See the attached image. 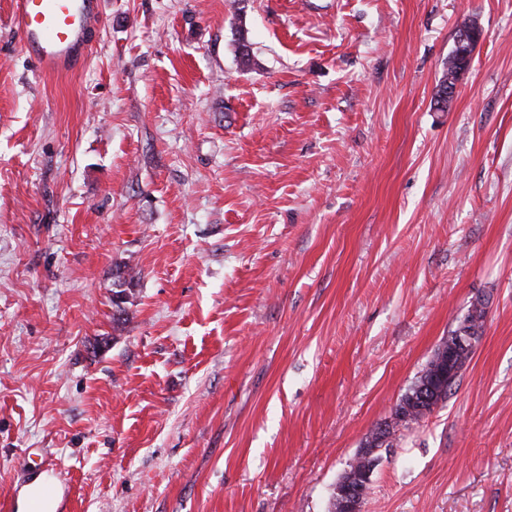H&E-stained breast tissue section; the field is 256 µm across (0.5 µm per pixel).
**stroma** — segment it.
Instances as JSON below:
<instances>
[{"label": "stroma", "instance_id": "35a3bbf8", "mask_svg": "<svg viewBox=\"0 0 512 512\" xmlns=\"http://www.w3.org/2000/svg\"><path fill=\"white\" fill-rule=\"evenodd\" d=\"M11 7L0 503L50 466L56 512H328L481 300L363 512H512V0H99L69 73ZM466 19L482 38L440 111ZM485 316L486 310L484 303L482 301H476L470 304L467 311L461 317L456 318V322H458L461 318H466L471 321L474 327L482 329ZM471 323H462L458 327L457 334L456 329H453L449 332L448 338L444 339L441 342V344L435 349L432 357L429 359L425 367L416 377L415 381L401 395V398L399 399V403L397 404V406H400L401 401L408 398L409 394L415 393V388L422 382L423 377L430 371L431 367L436 362L439 350L442 345H446L448 347L449 344L455 343L456 337V344L453 346L452 349L448 350L447 354L443 356V365L447 364L448 368H453L451 374L453 373L454 369L459 363L461 357L473 351V348L479 336L475 334V329L469 328L471 326Z\"/></svg>", "mask_w": 512, "mask_h": 512}]
</instances>
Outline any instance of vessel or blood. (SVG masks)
Segmentation results:
<instances>
[{
	"instance_id": "obj_1",
	"label": "vessel or blood",
	"mask_w": 512,
	"mask_h": 512,
	"mask_svg": "<svg viewBox=\"0 0 512 512\" xmlns=\"http://www.w3.org/2000/svg\"><path fill=\"white\" fill-rule=\"evenodd\" d=\"M96 7V0H14L10 23L40 68L64 73L89 52L86 35Z\"/></svg>"
}]
</instances>
